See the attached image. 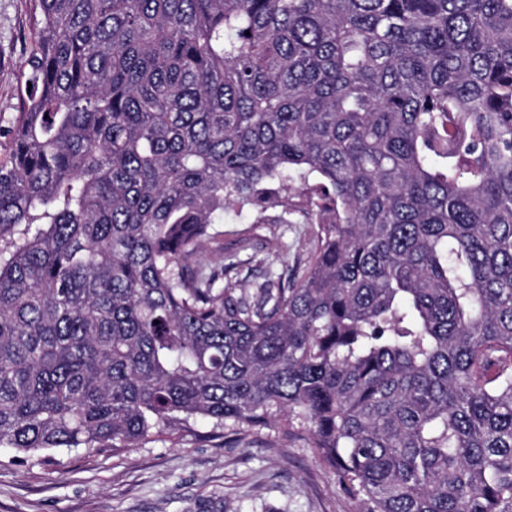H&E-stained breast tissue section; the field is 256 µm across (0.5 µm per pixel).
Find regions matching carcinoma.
<instances>
[{"label":"carcinoma","instance_id":"1","mask_svg":"<svg viewBox=\"0 0 512 512\" xmlns=\"http://www.w3.org/2000/svg\"><path fill=\"white\" fill-rule=\"evenodd\" d=\"M25 40L0 448L275 423L358 512H512V0H29ZM227 211L310 225L292 274L190 265Z\"/></svg>","mask_w":512,"mask_h":512}]
</instances>
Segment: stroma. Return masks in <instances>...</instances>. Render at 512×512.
Segmentation results:
<instances>
[{"instance_id":"1","label":"stroma","mask_w":512,"mask_h":512,"mask_svg":"<svg viewBox=\"0 0 512 512\" xmlns=\"http://www.w3.org/2000/svg\"><path fill=\"white\" fill-rule=\"evenodd\" d=\"M26 0H0V126L17 114V75L26 59ZM219 243L203 261L229 264L249 259L269 236L254 232L241 242L243 224L231 213ZM304 224H281V247H270L273 264L252 263L241 274L244 288L268 272L285 276L295 267ZM0 448V512H357L335 472L314 458L304 439L283 440L276 425L215 439L185 437L181 445L158 442L88 454L59 450L50 461H10Z\"/></svg>"}]
</instances>
